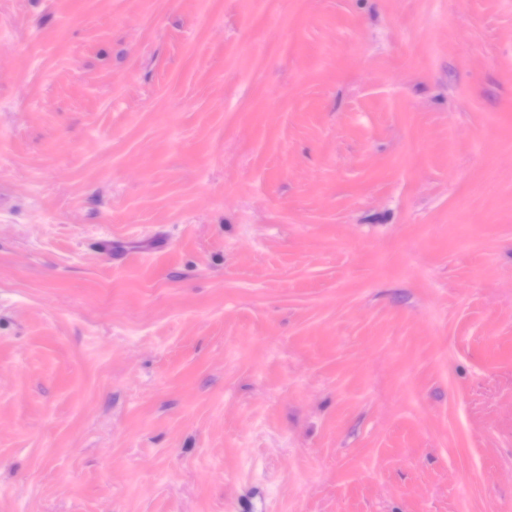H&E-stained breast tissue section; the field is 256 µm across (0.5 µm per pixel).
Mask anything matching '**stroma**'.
I'll use <instances>...</instances> for the list:
<instances>
[{"label": "stroma", "mask_w": 512, "mask_h": 512, "mask_svg": "<svg viewBox=\"0 0 512 512\" xmlns=\"http://www.w3.org/2000/svg\"><path fill=\"white\" fill-rule=\"evenodd\" d=\"M0 512H512V0H0Z\"/></svg>", "instance_id": "stroma-1"}]
</instances>
